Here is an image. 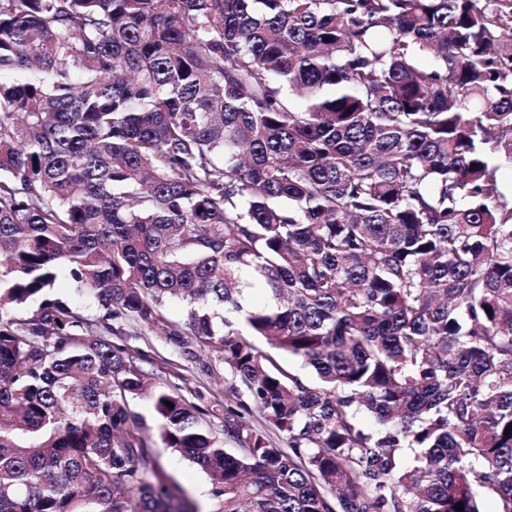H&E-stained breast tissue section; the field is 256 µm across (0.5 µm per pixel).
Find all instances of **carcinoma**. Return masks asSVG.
I'll return each instance as SVG.
<instances>
[{
  "label": "carcinoma",
  "instance_id": "carcinoma-1",
  "mask_svg": "<svg viewBox=\"0 0 512 512\" xmlns=\"http://www.w3.org/2000/svg\"><path fill=\"white\" fill-rule=\"evenodd\" d=\"M505 163L512 0H0V512H199L134 396L220 512H512ZM171 301L222 434L105 339ZM62 296L65 299L71 300L80 305L82 307V313L88 319L94 320L101 318L105 313V310L99 306L98 302L94 298L87 295L78 296L72 288L63 289ZM130 405L132 411L144 419V425L138 431L148 441L152 452L159 456L164 473L188 491L201 512H218L221 504L211 494L208 476L186 457L163 447L159 436V422L154 416L151 401L138 397L131 400Z\"/></svg>",
  "mask_w": 512,
  "mask_h": 512
}]
</instances>
